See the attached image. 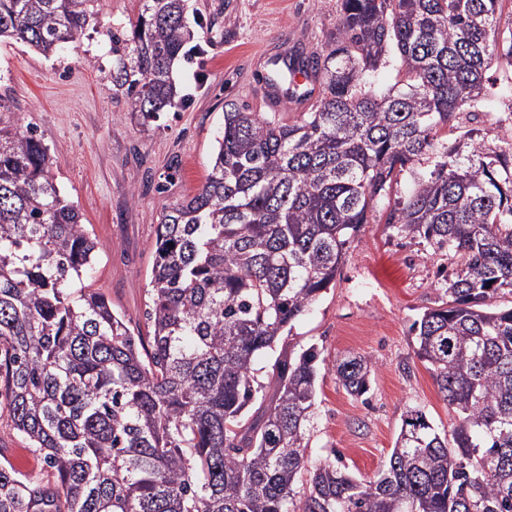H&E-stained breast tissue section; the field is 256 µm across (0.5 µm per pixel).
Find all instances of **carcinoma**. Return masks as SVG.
Masks as SVG:
<instances>
[{
  "instance_id": "cac0c4a2",
  "label": "carcinoma",
  "mask_w": 512,
  "mask_h": 512,
  "mask_svg": "<svg viewBox=\"0 0 512 512\" xmlns=\"http://www.w3.org/2000/svg\"><path fill=\"white\" fill-rule=\"evenodd\" d=\"M503 0H342L336 48L303 58L317 104L291 123L224 110L212 169L157 224L149 345L84 279L98 242L51 176L35 132L0 127V416L48 475L0 462V512H512V152L460 130L506 61ZM98 0H0V40L48 57ZM196 29L187 0H143L115 29L112 85L146 125L180 102L173 66ZM396 61L400 79L379 83ZM380 214L394 235L458 258L411 325L415 356L453 413L413 405L388 462L359 479L307 456L323 350L282 341ZM275 360L266 380L258 363ZM374 366L331 371L358 398Z\"/></svg>"
}]
</instances>
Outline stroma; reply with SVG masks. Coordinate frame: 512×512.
<instances>
[{"mask_svg":"<svg viewBox=\"0 0 512 512\" xmlns=\"http://www.w3.org/2000/svg\"><path fill=\"white\" fill-rule=\"evenodd\" d=\"M199 23V54L175 62L183 100L143 125L112 85L109 30L130 28L142 0H100L94 29L51 57L24 43H0V122L35 130L52 159V177L82 215L99 251L86 284L146 335V289L163 212L194 195L212 168L226 104L295 121L293 100L269 103L260 82L295 50L325 54L336 43L340 0H189ZM451 258L362 225L333 285L295 324L289 345L322 346L327 359L348 354L375 365L367 399L348 395L333 374L319 382L307 455L338 452L347 470L371 477L394 446L407 406L422 407L442 428L453 418L430 371L414 353V319L441 296ZM0 451L31 477L42 456L0 419Z\"/></svg>","mask_w":512,"mask_h":512,"instance_id":"35a3bbf8","label":"stroma"}]
</instances>
